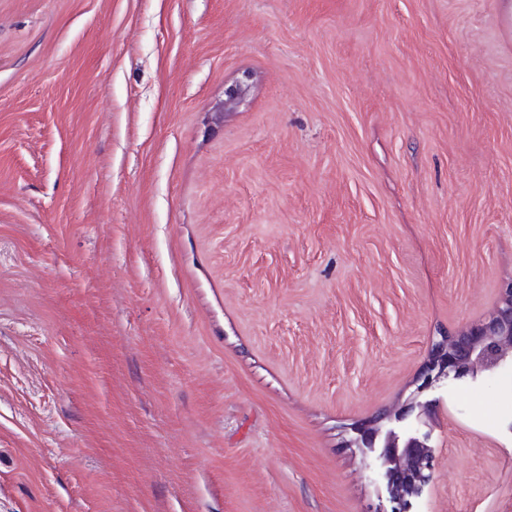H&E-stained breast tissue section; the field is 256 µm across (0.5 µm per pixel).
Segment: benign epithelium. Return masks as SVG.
<instances>
[{"label": "benign epithelium", "mask_w": 512, "mask_h": 512, "mask_svg": "<svg viewBox=\"0 0 512 512\" xmlns=\"http://www.w3.org/2000/svg\"><path fill=\"white\" fill-rule=\"evenodd\" d=\"M512 366V279L502 283L496 306L482 319L432 344L406 402L355 429L354 444L375 453L385 481L390 512H410L411 499L431 481L434 470L433 400L421 396L441 382L475 379Z\"/></svg>", "instance_id": "benign-epithelium-1"}]
</instances>
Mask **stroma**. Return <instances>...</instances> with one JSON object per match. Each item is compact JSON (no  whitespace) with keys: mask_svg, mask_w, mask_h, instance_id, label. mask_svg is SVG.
Here are the masks:
<instances>
[{"mask_svg":"<svg viewBox=\"0 0 512 512\" xmlns=\"http://www.w3.org/2000/svg\"><path fill=\"white\" fill-rule=\"evenodd\" d=\"M510 14L0 0V512L387 507L354 426L512 278ZM433 397L413 512H512V369Z\"/></svg>","mask_w":512,"mask_h":512,"instance_id":"stroma-1","label":"stroma"}]
</instances>
